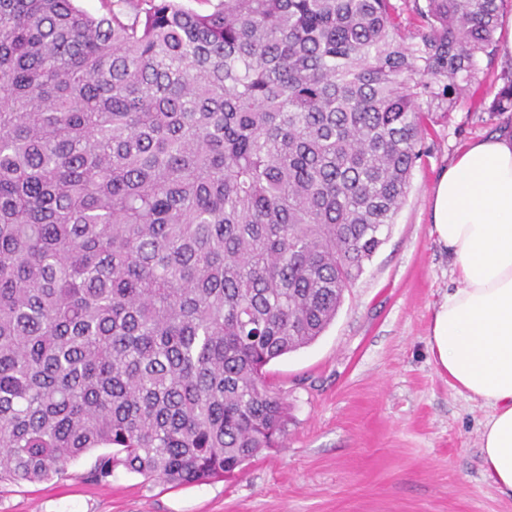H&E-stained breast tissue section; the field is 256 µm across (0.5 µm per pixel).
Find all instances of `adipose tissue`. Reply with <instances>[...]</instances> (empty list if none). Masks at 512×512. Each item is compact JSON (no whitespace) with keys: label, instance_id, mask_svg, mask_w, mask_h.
Returning a JSON list of instances; mask_svg holds the SVG:
<instances>
[{"label":"adipose tissue","instance_id":"1","mask_svg":"<svg viewBox=\"0 0 512 512\" xmlns=\"http://www.w3.org/2000/svg\"><path fill=\"white\" fill-rule=\"evenodd\" d=\"M431 212L458 284L435 308L430 348L453 387L489 407L481 455L512 497V133L467 143L435 184Z\"/></svg>","mask_w":512,"mask_h":512}]
</instances>
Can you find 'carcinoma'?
<instances>
[{
    "mask_svg": "<svg viewBox=\"0 0 512 512\" xmlns=\"http://www.w3.org/2000/svg\"><path fill=\"white\" fill-rule=\"evenodd\" d=\"M503 0H0V480L232 475L333 322ZM486 112H512V66Z\"/></svg>",
    "mask_w": 512,
    "mask_h": 512,
    "instance_id": "cac0c4a2",
    "label": "carcinoma"
}]
</instances>
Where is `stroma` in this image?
<instances>
[{
    "instance_id": "35a3bbf8",
    "label": "stroma",
    "mask_w": 512,
    "mask_h": 512,
    "mask_svg": "<svg viewBox=\"0 0 512 512\" xmlns=\"http://www.w3.org/2000/svg\"><path fill=\"white\" fill-rule=\"evenodd\" d=\"M487 68L455 107L423 104L424 154L385 242L310 345L271 362L285 431L243 472L175 485L117 469L94 480L95 454L64 477L0 482V512H512L480 455L489 409L455 390L434 362V309L455 287L431 234L430 194L468 142L512 132Z\"/></svg>"
}]
</instances>
